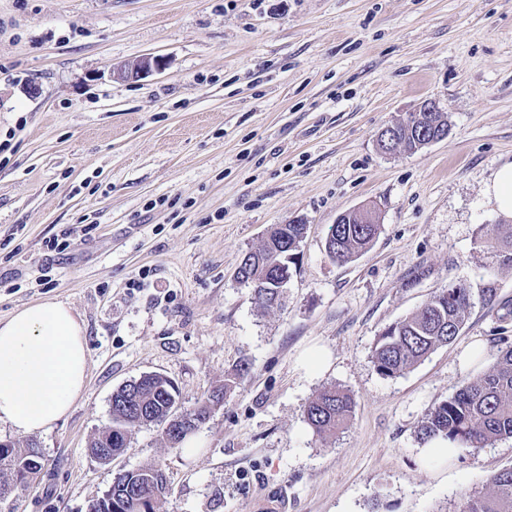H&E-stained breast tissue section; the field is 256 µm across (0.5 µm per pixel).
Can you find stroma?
<instances>
[{
	"label": "stroma",
	"instance_id": "stroma-1",
	"mask_svg": "<svg viewBox=\"0 0 512 512\" xmlns=\"http://www.w3.org/2000/svg\"><path fill=\"white\" fill-rule=\"evenodd\" d=\"M143 56L165 67L115 72ZM443 141L383 153L378 131L423 100ZM512 162V0H0V320L69 304L85 393L35 441L43 468L0 512H89L116 474L162 468L156 512H460L512 467V439L441 462L416 438L431 407L498 359L512 268L478 234L511 218L484 193ZM379 232L346 264L339 214ZM304 219L281 307L235 277L273 225ZM494 283L456 340L404 374L373 365L385 327L438 289ZM148 373L180 406L226 387L188 444L137 428L104 463L87 444L112 393ZM350 393L322 438L304 410ZM355 407L353 397L346 391L333 387L326 389L309 401L305 419L320 437H329L345 429Z\"/></svg>",
	"mask_w": 512,
	"mask_h": 512
}]
</instances>
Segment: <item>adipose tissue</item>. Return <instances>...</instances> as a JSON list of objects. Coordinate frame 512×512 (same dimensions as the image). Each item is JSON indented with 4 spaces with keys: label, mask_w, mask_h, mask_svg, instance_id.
Returning <instances> with one entry per match:
<instances>
[{
    "label": "adipose tissue",
    "mask_w": 512,
    "mask_h": 512,
    "mask_svg": "<svg viewBox=\"0 0 512 512\" xmlns=\"http://www.w3.org/2000/svg\"><path fill=\"white\" fill-rule=\"evenodd\" d=\"M87 382L85 330L48 300L0 321V424L30 434L66 416Z\"/></svg>",
    "instance_id": "ef3b65f1"
}]
</instances>
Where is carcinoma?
Here are the masks:
<instances>
[{
  "mask_svg": "<svg viewBox=\"0 0 512 512\" xmlns=\"http://www.w3.org/2000/svg\"><path fill=\"white\" fill-rule=\"evenodd\" d=\"M425 133L435 126L449 127L448 113L424 112ZM397 145L417 151L421 141L401 125L395 126ZM379 225L359 224L353 219L332 226L334 261L346 264L366 251L378 234ZM305 224H276L263 245L245 254L241 260V276L251 285L260 307L275 308L280 304L281 282L286 263L285 255H294L305 238ZM477 244L496 250L500 262L512 267V225L499 224L493 238L483 236ZM472 305V293L463 286H450L435 292L432 298L411 316L392 324L379 335L373 363L384 377L403 374L441 346L454 341ZM499 342L505 345L496 363L486 372L470 379L448 399L432 407L417 427V438L425 443L439 437L463 448H484L502 439L512 438V343L506 337L507 328H500ZM224 399L217 390L206 400L188 411L193 425L180 432L164 428L166 440L179 444L195 433L208 419L212 406ZM179 401L174 383L161 374H146L112 393V425L95 436L89 451L95 458L104 448L121 454L132 432L150 423H163L172 417V408ZM355 407L353 397L333 387L309 401L305 419L320 437H329L346 428ZM11 460L0 459V489H19L25 463L36 447L24 448L10 443ZM492 490L467 499L460 512H512V467L503 468L490 477ZM166 492V478L155 466H143L128 471L112 483V512H155Z\"/></svg>",
  "mask_w": 512,
  "mask_h": 512,
  "instance_id": "1",
  "label": "carcinoma"
}]
</instances>
